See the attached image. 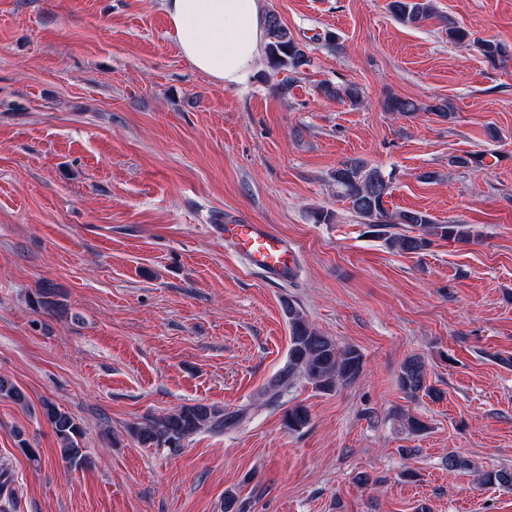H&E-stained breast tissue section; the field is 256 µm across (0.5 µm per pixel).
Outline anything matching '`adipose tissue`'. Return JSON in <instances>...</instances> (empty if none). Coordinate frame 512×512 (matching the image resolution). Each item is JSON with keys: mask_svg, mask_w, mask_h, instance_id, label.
Masks as SVG:
<instances>
[{"mask_svg": "<svg viewBox=\"0 0 512 512\" xmlns=\"http://www.w3.org/2000/svg\"><path fill=\"white\" fill-rule=\"evenodd\" d=\"M179 53L227 88L247 84L266 43L262 0H162Z\"/></svg>", "mask_w": 512, "mask_h": 512, "instance_id": "1", "label": "adipose tissue"}]
</instances>
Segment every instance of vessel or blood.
Returning a JSON list of instances; mask_svg holds the SVG:
<instances>
[{
    "label": "vessel or blood",
    "instance_id": "1",
    "mask_svg": "<svg viewBox=\"0 0 512 512\" xmlns=\"http://www.w3.org/2000/svg\"><path fill=\"white\" fill-rule=\"evenodd\" d=\"M224 238L248 262L276 278L287 277L295 266V255L284 239L262 224L229 222L223 224Z\"/></svg>",
    "mask_w": 512,
    "mask_h": 512
}]
</instances>
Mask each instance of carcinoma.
<instances>
[{
	"label": "carcinoma",
	"instance_id": "carcinoma-1",
	"mask_svg": "<svg viewBox=\"0 0 512 512\" xmlns=\"http://www.w3.org/2000/svg\"><path fill=\"white\" fill-rule=\"evenodd\" d=\"M388 7L393 16L403 24L418 25L436 15L433 0H390ZM265 56L268 66L288 76L277 86L281 97L292 95L294 75L311 66L307 46L302 39L270 11L266 15ZM448 38L457 44L473 43L489 62L504 63L512 58V47L490 39H471L470 33L456 26L448 27ZM321 95L328 99L349 101L356 106L362 102V92L354 85H334L324 82L319 86ZM389 112L410 116L416 112H431L449 119L453 108L446 100L420 104L412 99L389 97L384 102ZM484 156L475 153L455 155L449 159L452 167L471 169L483 165ZM329 179L336 188V195L349 204L360 223L376 238L401 253L420 254L429 250L434 240L442 239L464 243L470 241L471 230L465 224H441L426 211H389L387 198L392 194V178L380 169L369 167L356 159L345 160L331 171ZM403 226L404 232L393 228ZM288 317V360L270 380L266 391L269 399L276 400L287 393L299 378L308 380L316 388L333 391L340 386L356 382L363 370V355L355 347L341 346L332 338L317 331L304 313L292 302L284 303ZM400 389L408 396L423 394L431 399L441 398V391L427 384V369L419 355L409 356L398 376ZM0 396L24 405L26 394L6 378H0ZM248 415V409L223 412L203 403L185 404L161 415L151 416L133 426L131 434L142 445L177 448L189 437L203 429L224 431L239 425ZM43 417L51 426L59 443L60 458L70 468H80L87 463L83 446V429L75 418L53 402L43 403ZM308 410L293 405L285 413V424L290 431H299L309 422ZM480 483L512 487V469L501 468L481 473Z\"/></svg>",
	"mask_w": 512,
	"mask_h": 512
}]
</instances>
